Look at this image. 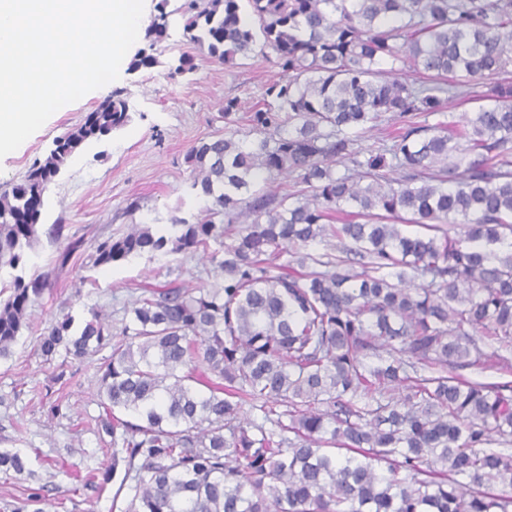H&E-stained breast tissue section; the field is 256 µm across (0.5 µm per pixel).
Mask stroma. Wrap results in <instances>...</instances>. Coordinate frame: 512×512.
<instances>
[{
	"instance_id": "stroma-1",
	"label": "stroma",
	"mask_w": 512,
	"mask_h": 512,
	"mask_svg": "<svg viewBox=\"0 0 512 512\" xmlns=\"http://www.w3.org/2000/svg\"><path fill=\"white\" fill-rule=\"evenodd\" d=\"M133 48L154 49L158 66L121 71L119 79L56 111L15 152L0 158L1 191L19 183L57 137L113 90H122L129 102L126 125L72 157L45 192L40 222L64 225V235L54 243L41 241L32 253L31 263L50 272V281L30 308V330L11 356L0 360V448L25 454L32 473L9 480L0 475V512L20 505L33 489L43 497L44 512H120L112 505V490L75 489L67 473L72 465L87 471L110 461L94 430L101 357L72 362L60 373L36 355V338L49 320L69 314L80 321L93 308L120 325L146 285L174 280L195 288L208 282L210 263L203 253L144 255L99 268L92 267L90 256L99 240L119 236L133 224H167L175 217L196 221L205 202L191 187L189 147L223 135L227 99H237L239 112L251 111L281 76L270 56L232 65L212 59L206 47L183 37L177 14L168 40L154 46L142 33ZM184 53L193 56L194 71L172 73L174 60ZM65 251L70 259L61 268L57 259ZM80 276L86 282L77 295L71 284ZM56 403L59 416H49Z\"/></svg>"
}]
</instances>
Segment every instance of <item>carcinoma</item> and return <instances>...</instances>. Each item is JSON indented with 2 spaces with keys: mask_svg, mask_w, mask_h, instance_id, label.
Masks as SVG:
<instances>
[{
  "mask_svg": "<svg viewBox=\"0 0 512 512\" xmlns=\"http://www.w3.org/2000/svg\"><path fill=\"white\" fill-rule=\"evenodd\" d=\"M169 2L146 27L150 47L180 13L183 37L212 57L270 50L281 78L248 115L250 145L189 147L206 218H174L165 234L135 224L91 256L102 267L201 250L213 282L148 288L118 327L92 310L37 338L60 368L111 350L95 426L112 465L82 487L119 480L124 512H512V381L453 373L512 368V81L478 91L512 66V0ZM383 60L419 77L392 78ZM457 99L482 105L460 124L418 122ZM129 110L110 93L0 192V358L46 285L30 253L65 229L17 218ZM387 116L396 131L354 150ZM283 173L297 190L245 198ZM26 472L25 456L0 448V473ZM454 373L459 374L462 377L468 379L479 380L485 383H498L510 380L512 381V374H504L502 371L499 370L497 366H487L484 369H460L455 370Z\"/></svg>",
  "mask_w": 512,
  "mask_h": 512,
  "instance_id": "cac0c4a2",
  "label": "carcinoma"
}]
</instances>
